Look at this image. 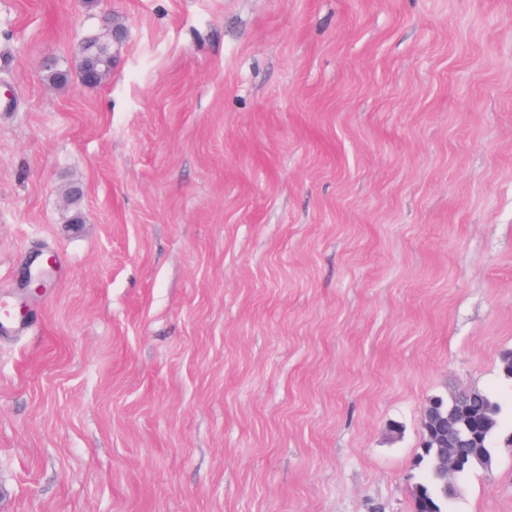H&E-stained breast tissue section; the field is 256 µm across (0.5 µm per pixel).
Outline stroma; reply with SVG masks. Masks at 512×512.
<instances>
[{
    "label": "stroma",
    "mask_w": 512,
    "mask_h": 512,
    "mask_svg": "<svg viewBox=\"0 0 512 512\" xmlns=\"http://www.w3.org/2000/svg\"><path fill=\"white\" fill-rule=\"evenodd\" d=\"M2 96L0 512H412L430 399L512 432V0H0ZM44 253L42 251H38L35 255L34 260L32 263L28 266L24 273V279H23V286L27 290H31L29 288H33L35 292L39 291L43 288L44 282L46 280V272L48 269L53 267V261L52 259L46 260V265L44 264V261L40 259L39 263L36 265V267L32 270L33 263L38 258H42Z\"/></svg>",
    "instance_id": "stroma-1"
}]
</instances>
